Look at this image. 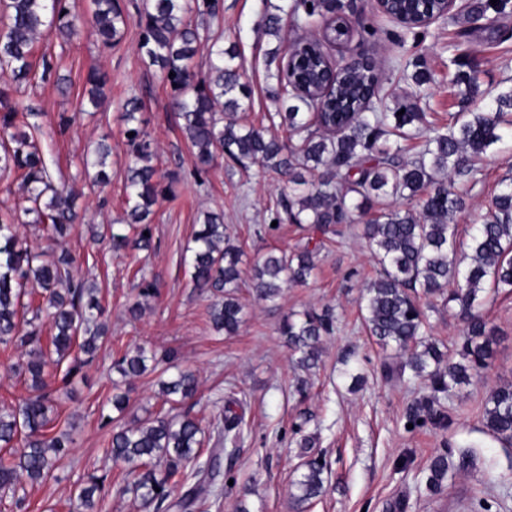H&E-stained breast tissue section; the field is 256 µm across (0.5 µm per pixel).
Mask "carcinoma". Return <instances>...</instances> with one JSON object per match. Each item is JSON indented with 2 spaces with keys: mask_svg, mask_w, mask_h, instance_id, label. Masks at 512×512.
I'll list each match as a JSON object with an SVG mask.
<instances>
[{
  "mask_svg": "<svg viewBox=\"0 0 512 512\" xmlns=\"http://www.w3.org/2000/svg\"><path fill=\"white\" fill-rule=\"evenodd\" d=\"M90 25L106 44L115 45L132 23L131 14L118 0H93ZM323 0H291L267 8L259 32L276 41L266 53L273 84L270 98L280 106L271 118L280 119L284 136L239 122L237 113L250 98L236 63V47L211 43L205 60L198 61L200 35L190 17L213 16L214 0H147L139 11V52L159 67L174 91L171 108L182 120V130L194 149L197 172L205 171L221 156L234 163L258 162L285 177L288 193L280 195L271 220L305 227L312 236L292 254L270 252L255 260L250 279L256 297L274 301L288 283H305L316 269L321 243L336 226L354 223L356 216H369L361 235L374 246L379 265L375 279L365 287L360 308L364 327L375 343L387 352L406 355L396 365L383 361L386 378L408 385L427 383L430 393L413 399L407 407L408 422L430 420L448 427V416L438 411L439 399L487 369L497 336L480 311L487 288L512 289V178L502 179L485 212L474 218L466 244V263L457 260L460 242L453 216L465 209V200L454 191L457 181H468L476 162L487 150L512 135V85L492 95L480 112L450 115L448 123L429 130L411 160L403 159L401 141L419 135L424 113L410 98L394 112L375 105L373 78L350 76L332 89L336 106L317 111V93L289 88L288 80L312 82L318 67L314 53L307 63L289 75L284 71L286 54L283 16L299 28L314 26ZM80 23L71 15L67 0H5L0 14V74L15 84L34 75L33 49L45 31L54 30L68 40L78 34ZM448 83L466 97L479 92L475 59L458 43L452 44ZM107 75L97 69L88 75V101L96 109L106 103ZM405 110L402 115L399 110ZM141 106L129 99L123 106L128 141L133 147L127 168L128 206L126 224L137 230V243L150 245V216L165 194L153 159L150 135L137 117ZM29 112H22L8 89L0 86V172L14 173L32 207V223L50 226L49 241L65 237L77 214L71 192L53 186ZM110 152L101 142L86 157L85 165L103 180V167ZM186 259L192 287L217 293L209 306L214 330L236 334L244 322L245 305L238 296L242 280L243 251L226 234L224 216L204 214L193 236ZM80 265L76 256L62 254L51 260L33 251L19 236L15 218L0 212V344L22 350L23 358L6 359L0 369L24 377L28 394L0 407V501L16 498L21 480L32 483L53 476L72 447L71 433L55 429V394L68 386L79 366L92 361L107 335L101 320L102 307L94 284L74 277ZM458 279L464 287L448 288ZM40 289L42 302L24 301L33 295L28 286ZM433 297L442 307L458 309L466 324L464 336L448 352L427 336L428 316L419 295ZM157 295L149 283L128 307L141 316L145 302ZM32 313L26 318V313ZM334 310L326 307L306 311L302 317L284 321L281 335L301 369L319 367L320 343L334 330ZM154 356L144 347L126 352L113 368L128 381L144 374ZM165 401L176 396L191 399L197 392L196 376L180 370L161 383ZM243 400L230 392L224 399V415L218 435L237 443L246 426L237 411ZM486 431L493 438L512 444V384L495 388L484 414ZM205 429L202 421L186 410L170 415L158 413L132 424L112 420L109 452L126 469V482L116 490L140 499L144 512H194L212 494L217 457L202 459ZM292 483L291 498L303 506L323 495L328 478L322 457L308 458ZM448 453L435 454L428 464L427 490L437 492L448 481ZM182 489L170 499L171 488ZM107 493L99 477L91 476L69 499L68 512H97Z\"/></svg>",
  "mask_w": 512,
  "mask_h": 512,
  "instance_id": "1",
  "label": "carcinoma"
}]
</instances>
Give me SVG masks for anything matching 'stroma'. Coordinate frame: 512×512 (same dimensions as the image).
<instances>
[{
    "label": "stroma",
    "instance_id": "obj_1",
    "mask_svg": "<svg viewBox=\"0 0 512 512\" xmlns=\"http://www.w3.org/2000/svg\"><path fill=\"white\" fill-rule=\"evenodd\" d=\"M69 2L83 23L79 35L65 43L55 32H44L33 62L49 60L51 78H34L11 94L21 109L35 115L53 182L73 187L77 195L79 218L54 250L83 256L77 275L96 282L111 334L69 392L58 395L56 427L76 426L69 455L53 478L21 486L22 510L0 503V512H68L70 497L89 474L111 484L124 481L123 465L113 463L108 453L111 426L106 417L118 379L112 365L142 344L160 357L175 354L181 368L196 374L192 412L204 422L220 417L229 391L245 398V437L234 455L221 456L214 481L219 487L232 480V488L210 500L206 512H236L241 505L248 512H294L290 491L299 475L298 442L304 434L315 437L314 454L325 456L329 464L325 494L308 512H512V445L492 438L483 424L490 392L512 383V292H500L484 308L497 333L494 358L481 377L442 400L441 409L450 419L444 429L431 424L408 428L406 408L425 386L399 387L381 374L385 355L367 336L359 307L361 289L374 278L376 266L370 246L352 227L339 226L325 238L312 277L304 284H288L276 301L258 300L250 281H243L244 323L236 335L215 334L207 314L212 299L193 290L184 262L195 224L206 211H223L227 231L243 247L248 264L270 251H293L302 243L303 231L290 224L268 227L270 210L286 183L261 165L243 168L222 159L206 173L194 174L193 148L170 107L172 90L158 67L138 51V25H130L119 44L106 47L88 23L91 0ZM473 2L463 0L459 10L432 24L426 38L410 48L401 43L403 27L381 14L376 0H336L349 19L352 47L376 57L382 91L398 84L408 61H425L433 80L418 107L435 123L465 106L448 85V42L478 47L485 93L512 79V16L498 21L490 11L471 14ZM264 9V0H220L215 18L196 16L192 23L204 41L220 36L236 44L243 80L253 90L240 116L267 129L277 106L267 92L265 65L273 42L256 29ZM93 67L111 78L109 105L98 111L84 97L86 75ZM133 97L142 105L140 116L157 148L154 163L167 191L152 218L150 248L131 246L116 255L104 241L94 242L92 234L126 229L130 146L121 115L124 102ZM64 116L71 124L62 133L58 124ZM103 138L112 147L106 167L110 180L98 184L85 174L83 158ZM507 175L512 176L511 139L492 146L478 162L474 179L458 185L468 204L454 219L460 239H468L474 215L485 209ZM27 206L16 175L0 176V211L15 215L19 235L38 251L46 246L47 231L31 223ZM147 282L156 283L159 294L141 317L131 318L127 306ZM327 306L336 312V331L322 344V365L311 374L303 399L294 392L301 372L283 344L280 326L290 315ZM347 348L358 354L365 377L354 392L340 376L339 358ZM158 379L154 371L130 380L125 419L160 409ZM443 451L454 476L432 495L424 486L427 466Z\"/></svg>",
    "mask_w": 512,
    "mask_h": 512
}]
</instances>
